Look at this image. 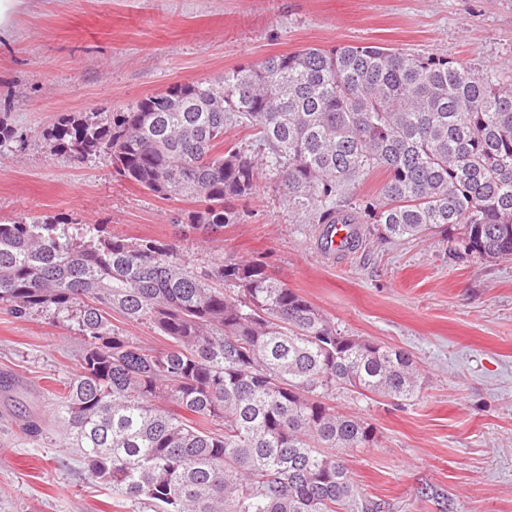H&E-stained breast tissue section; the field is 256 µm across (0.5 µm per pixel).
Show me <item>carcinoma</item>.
<instances>
[{"instance_id":"carcinoma-1","label":"carcinoma","mask_w":512,"mask_h":512,"mask_svg":"<svg viewBox=\"0 0 512 512\" xmlns=\"http://www.w3.org/2000/svg\"><path fill=\"white\" fill-rule=\"evenodd\" d=\"M259 134L258 153L302 224H349L386 243L440 234L455 260L512 258V78L479 76L445 56L372 44L306 48L176 84L104 117L65 115L54 154L100 153L152 195L185 194L184 232L212 240L256 192L230 125ZM24 137L0 121V148ZM386 173L380 202L348 190ZM67 215L0 222V303L16 318H75L76 373L57 392L87 472L149 512H381L345 455L374 427L336 412V389L408 401L412 356L344 336L260 260L192 263L177 245L77 235ZM168 340L148 348L114 317Z\"/></svg>"}]
</instances>
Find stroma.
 <instances>
[{
	"label": "stroma",
	"mask_w": 512,
	"mask_h": 512,
	"mask_svg": "<svg viewBox=\"0 0 512 512\" xmlns=\"http://www.w3.org/2000/svg\"><path fill=\"white\" fill-rule=\"evenodd\" d=\"M374 43L442 55L508 77L512 0H31L0 43V118L23 143L0 150V220L65 214L126 237L179 245L199 262L258 259L342 333L402 348L422 372L406 404L336 393V410L375 429L348 454L360 493L383 512H512V259H451L437 239L321 256L273 180L236 205L218 241L182 236L192 209L115 176L109 155H53L61 116L108 113L176 83L217 79L302 47ZM76 320L25 319L0 305V512H132L82 468L51 415L77 368ZM46 423L36 438L23 416Z\"/></svg>",
	"instance_id": "35a3bbf8"
}]
</instances>
